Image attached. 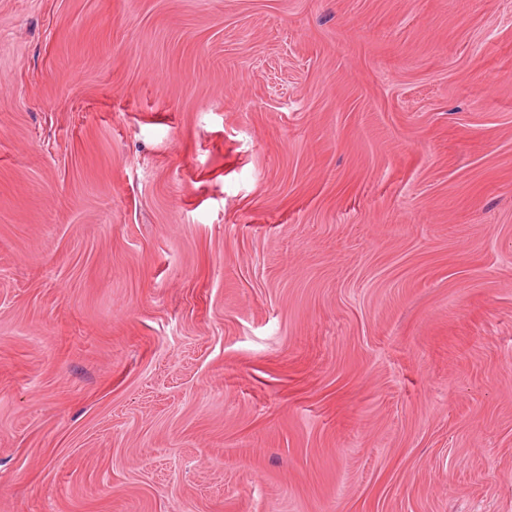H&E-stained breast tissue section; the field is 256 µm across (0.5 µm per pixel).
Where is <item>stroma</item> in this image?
<instances>
[{
	"label": "stroma",
	"mask_w": 512,
	"mask_h": 512,
	"mask_svg": "<svg viewBox=\"0 0 512 512\" xmlns=\"http://www.w3.org/2000/svg\"><path fill=\"white\" fill-rule=\"evenodd\" d=\"M0 512H512V0H0Z\"/></svg>",
	"instance_id": "obj_1"
}]
</instances>
